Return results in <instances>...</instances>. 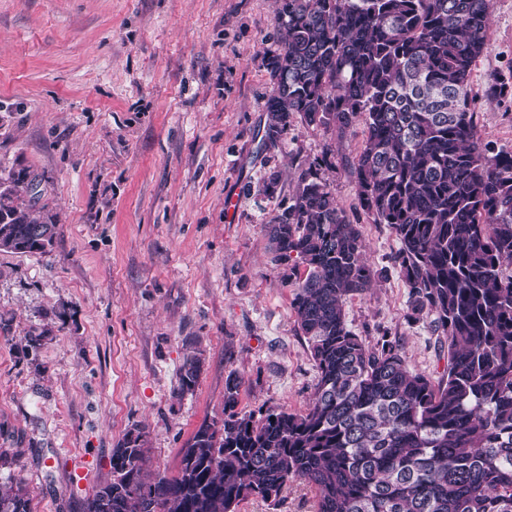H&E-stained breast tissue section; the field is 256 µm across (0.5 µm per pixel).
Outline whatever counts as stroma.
<instances>
[{
    "instance_id": "obj_1",
    "label": "stroma",
    "mask_w": 512,
    "mask_h": 512,
    "mask_svg": "<svg viewBox=\"0 0 512 512\" xmlns=\"http://www.w3.org/2000/svg\"><path fill=\"white\" fill-rule=\"evenodd\" d=\"M276 47L274 0H0V168L42 175L59 224L49 253L0 252V448L18 453L12 473L34 512H86L135 424L148 428L151 469L175 473L195 429L223 418L229 372L244 379L240 410L306 406L317 371L265 225L321 156L379 272L348 300V328L396 340L410 369L446 370L447 345L393 265L396 236L359 205L363 125L340 136L297 119L281 147L263 146ZM509 72L512 0H493L470 86L477 135L497 150L512 149V95L485 91ZM273 172L268 200L256 189ZM45 327L30 362L18 345ZM194 344L206 362L182 395ZM240 512H316V501L294 482L278 505Z\"/></svg>"
}]
</instances>
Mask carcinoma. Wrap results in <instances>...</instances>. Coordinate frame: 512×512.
I'll return each instance as SVG.
<instances>
[{
  "mask_svg": "<svg viewBox=\"0 0 512 512\" xmlns=\"http://www.w3.org/2000/svg\"><path fill=\"white\" fill-rule=\"evenodd\" d=\"M275 6L263 144L281 145L297 118L340 134L364 124L360 205L399 240L394 266L412 311L448 339V367L435 380L409 369L396 341L348 329L347 300L380 272L310 167L267 228L274 260L292 263V307L318 374L311 400L239 411L232 371L224 418L195 429L176 474L149 469L147 427L135 424L87 512H238L254 497L278 505L293 481L314 491L316 512H512V151L479 142L469 91L492 0ZM510 93L512 76L485 95ZM41 182L0 170V252L51 251L59 227ZM45 337H24L22 350L37 357ZM204 364L201 348L186 353L180 394ZM0 512H33L22 482L0 484Z\"/></svg>",
  "mask_w": 512,
  "mask_h": 512,
  "instance_id": "obj_1",
  "label": "carcinoma"
}]
</instances>
